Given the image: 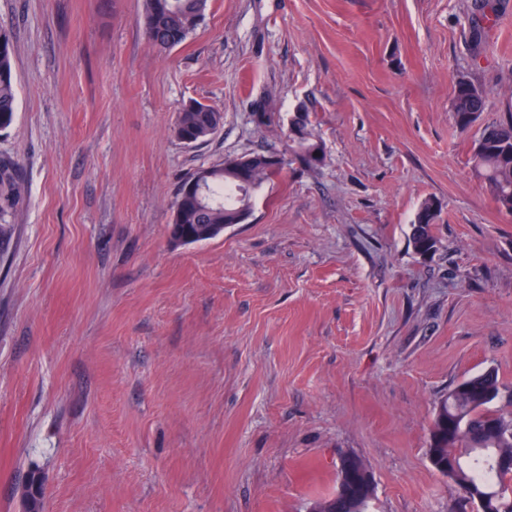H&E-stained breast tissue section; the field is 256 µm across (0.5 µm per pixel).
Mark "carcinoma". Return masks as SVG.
Instances as JSON below:
<instances>
[{
	"instance_id": "carcinoma-1",
	"label": "carcinoma",
	"mask_w": 512,
	"mask_h": 512,
	"mask_svg": "<svg viewBox=\"0 0 512 512\" xmlns=\"http://www.w3.org/2000/svg\"><path fill=\"white\" fill-rule=\"evenodd\" d=\"M496 0H479L478 14L468 22L478 26L491 22ZM201 0H144L143 26L148 41L161 51L166 42L183 44L199 25ZM486 106L485 90L461 78L454 85L450 107L457 128L462 131L479 120ZM17 97L10 34L0 28V132L16 118ZM219 110L198 102L186 105L174 128L179 140H208L202 135ZM291 148L305 167L313 169L323 160L322 150L303 116L296 132L288 136ZM471 162L476 175L490 188L498 209L512 215V117L486 125L472 148ZM210 178L204 198L196 202L184 195L180 185L172 207L170 240L175 245L203 243L213 239L212 226L244 223L251 214L252 198L277 171L257 163L241 173L223 164L209 167ZM16 170L9 161L0 162V238L8 234V217L15 207ZM438 205L426 199L420 206L409 245L415 254L426 256L435 250L433 233ZM430 447L435 452L431 465H456L453 482L463 493L464 507L474 508V496L495 492V512H512V387L488 369L470 376L450 389L441 401L430 426ZM374 492L362 489L345 505V512H369Z\"/></svg>"
}]
</instances>
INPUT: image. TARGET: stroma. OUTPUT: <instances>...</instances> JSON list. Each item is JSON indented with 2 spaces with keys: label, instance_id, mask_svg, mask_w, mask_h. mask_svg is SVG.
Returning a JSON list of instances; mask_svg holds the SVG:
<instances>
[{
  "label": "stroma",
  "instance_id": "1",
  "mask_svg": "<svg viewBox=\"0 0 512 512\" xmlns=\"http://www.w3.org/2000/svg\"><path fill=\"white\" fill-rule=\"evenodd\" d=\"M473 0H210L183 44L149 43L143 0H0L20 185L0 242V512H307L344 456L371 512H460L428 457L436 405L469 376L512 385V215L470 163L512 117V0L475 39ZM487 93L459 130L454 84ZM275 117L258 125L254 104ZM224 114L208 141L181 108ZM250 217L173 245L199 169L288 150ZM437 246L410 245L425 199ZM220 111L214 107H203L199 102H193L186 105L178 114L176 125L174 128L175 135L179 140L188 139L185 144L192 146L194 144L191 139L196 142V145L207 141L210 136L200 134L206 127L214 121V116H217V121L221 120L223 116ZM300 125L296 127L294 135H288V139L292 142L290 146L296 159H298L305 167L309 169L316 168L323 161L322 150L319 143L315 140L313 129L310 128L307 113H304Z\"/></svg>",
  "mask_w": 512,
  "mask_h": 512
}]
</instances>
